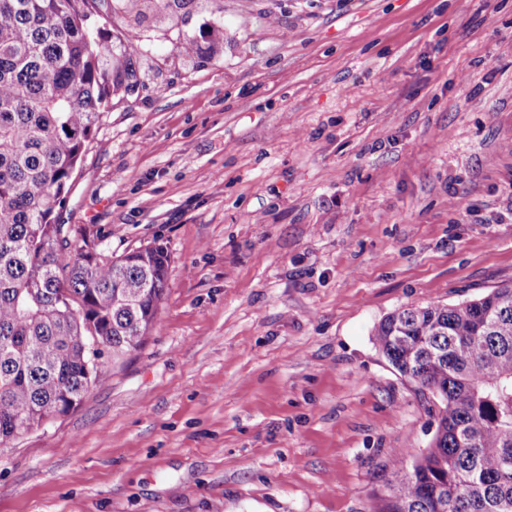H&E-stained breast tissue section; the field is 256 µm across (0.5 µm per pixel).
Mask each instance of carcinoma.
Returning <instances> with one entry per match:
<instances>
[{"label":"carcinoma","instance_id":"obj_1","mask_svg":"<svg viewBox=\"0 0 512 512\" xmlns=\"http://www.w3.org/2000/svg\"><path fill=\"white\" fill-rule=\"evenodd\" d=\"M183 0H0V445L77 409L158 320L168 254L112 257L59 222L101 106L137 85L141 45L112 47L94 14ZM198 38L179 31L190 56ZM374 344L439 403L430 448L400 463L378 512H512V284L464 303L398 309Z\"/></svg>","mask_w":512,"mask_h":512}]
</instances>
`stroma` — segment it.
<instances>
[{
  "mask_svg": "<svg viewBox=\"0 0 512 512\" xmlns=\"http://www.w3.org/2000/svg\"><path fill=\"white\" fill-rule=\"evenodd\" d=\"M184 10L188 57L125 27L149 72L60 214L167 249L159 321L0 447V512H376L438 403L375 327L512 283V0Z\"/></svg>",
  "mask_w": 512,
  "mask_h": 512,
  "instance_id": "stroma-1",
  "label": "stroma"
}]
</instances>
